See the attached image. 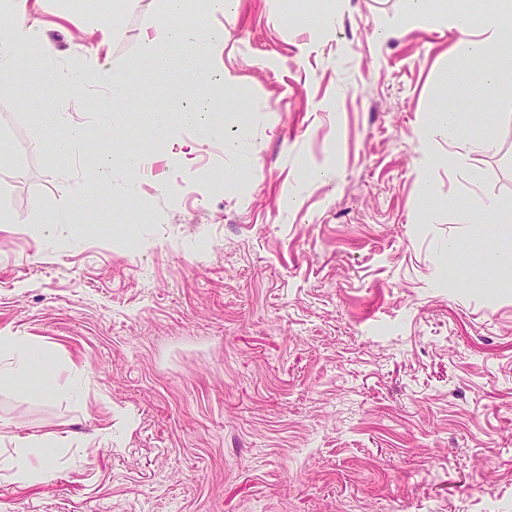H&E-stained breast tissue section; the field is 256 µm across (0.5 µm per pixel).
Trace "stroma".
I'll list each match as a JSON object with an SVG mask.
<instances>
[{
    "label": "stroma",
    "instance_id": "stroma-1",
    "mask_svg": "<svg viewBox=\"0 0 512 512\" xmlns=\"http://www.w3.org/2000/svg\"><path fill=\"white\" fill-rule=\"evenodd\" d=\"M401 7L193 0L227 32L204 88L179 51L149 53L165 0H39L52 52L0 81V330L45 351L51 390L0 387V459L62 446L38 480L0 469V512H512V283L448 286L449 246L512 244L457 217L474 193L512 204V149L415 165L437 112L467 141L512 137V64L492 87L453 78L439 15L483 0H429L411 28ZM60 70L94 79L63 94ZM204 95L224 133L201 143L179 110ZM74 127L82 149H50ZM131 154L136 177L97 189Z\"/></svg>",
    "mask_w": 512,
    "mask_h": 512
}]
</instances>
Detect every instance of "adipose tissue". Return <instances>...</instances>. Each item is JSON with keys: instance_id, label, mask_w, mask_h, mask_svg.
I'll use <instances>...</instances> for the list:
<instances>
[{"instance_id": "1", "label": "adipose tissue", "mask_w": 512, "mask_h": 512, "mask_svg": "<svg viewBox=\"0 0 512 512\" xmlns=\"http://www.w3.org/2000/svg\"><path fill=\"white\" fill-rule=\"evenodd\" d=\"M0 8L10 15L9 23L0 25V79L7 80L16 75L19 56L29 46V36L34 32L37 20L33 16L31 0H0ZM443 18L449 30L458 34L452 46L454 55L471 62L470 67L462 70V78L478 84L497 81L499 67L492 64L491 59L499 54H512V0H491L489 18L478 30L474 29L466 11L451 10L445 12ZM223 42L224 30L220 27L203 33L182 25H170L161 37L152 40L151 54L161 57L177 46L191 59L198 60L207 57L209 50ZM462 135V127L453 112L435 113L419 134L423 147L418 160L420 167H429L434 162L428 150L430 143L441 139L457 141ZM459 217L466 224L498 225L504 238H512V210L500 200L477 199L475 206L460 212ZM0 347L9 353L7 365L0 367L1 386L24 385L34 393L46 392L42 352L19 336L1 337ZM54 439V434L48 433L38 440L20 443L12 463L21 475L38 477L47 473Z\"/></svg>"}]
</instances>
